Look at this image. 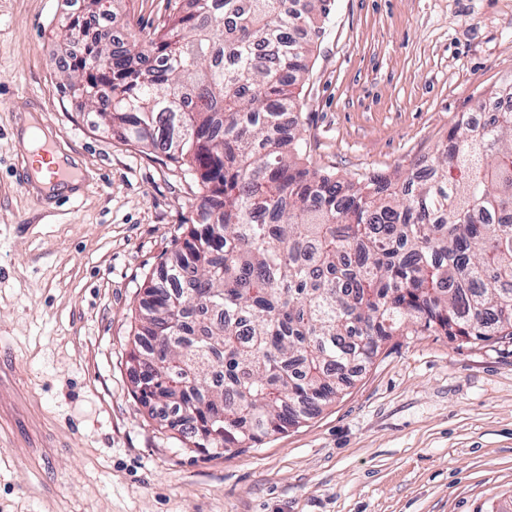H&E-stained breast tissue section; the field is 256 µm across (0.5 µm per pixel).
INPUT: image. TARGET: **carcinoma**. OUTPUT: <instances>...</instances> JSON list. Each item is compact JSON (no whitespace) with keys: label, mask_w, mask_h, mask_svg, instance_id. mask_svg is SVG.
<instances>
[{"label":"carcinoma","mask_w":512,"mask_h":512,"mask_svg":"<svg viewBox=\"0 0 512 512\" xmlns=\"http://www.w3.org/2000/svg\"><path fill=\"white\" fill-rule=\"evenodd\" d=\"M124 2L85 0L119 42L63 24L86 49L61 92L203 191L140 307L141 404L220 455L332 402L403 329L512 338V111L462 114L424 177L344 182L302 162L298 116L329 0H174L144 49Z\"/></svg>","instance_id":"cac0c4a2"}]
</instances>
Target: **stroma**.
<instances>
[{"instance_id": "obj_1", "label": "stroma", "mask_w": 512, "mask_h": 512, "mask_svg": "<svg viewBox=\"0 0 512 512\" xmlns=\"http://www.w3.org/2000/svg\"><path fill=\"white\" fill-rule=\"evenodd\" d=\"M71 0H0V512H512V339L396 335L254 448L192 451L133 396L145 280L199 186L65 97ZM512 82V0H333L301 123L315 167L405 178ZM34 119L80 183L23 187Z\"/></svg>"}]
</instances>
